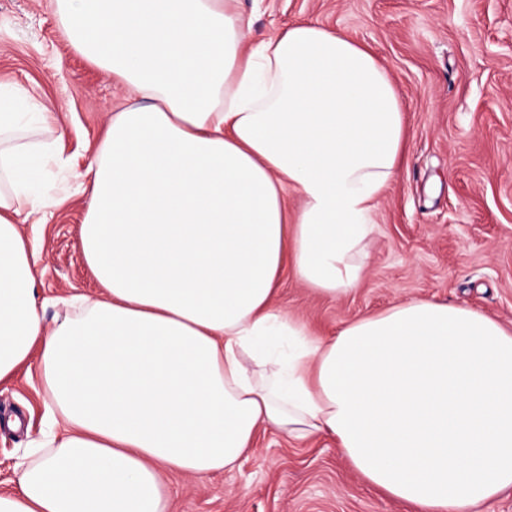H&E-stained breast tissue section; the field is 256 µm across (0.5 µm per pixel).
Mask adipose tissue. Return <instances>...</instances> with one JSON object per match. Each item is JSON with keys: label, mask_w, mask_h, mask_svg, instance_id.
Masks as SVG:
<instances>
[{"label": "adipose tissue", "mask_w": 512, "mask_h": 512, "mask_svg": "<svg viewBox=\"0 0 512 512\" xmlns=\"http://www.w3.org/2000/svg\"><path fill=\"white\" fill-rule=\"evenodd\" d=\"M53 2L128 95L85 173L80 246L105 295L49 331L21 226L74 174L45 105L0 86V381L37 360L63 424L0 512H168L162 472L233 469L262 431L334 437L413 512L512 489L511 330L426 299L318 337L275 305L287 266L319 295L361 281L406 145L378 58L316 22L245 48L238 0Z\"/></svg>", "instance_id": "adipose-tissue-1"}]
</instances>
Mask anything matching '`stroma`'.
Instances as JSON below:
<instances>
[{
    "label": "stroma",
    "instance_id": "1",
    "mask_svg": "<svg viewBox=\"0 0 512 512\" xmlns=\"http://www.w3.org/2000/svg\"><path fill=\"white\" fill-rule=\"evenodd\" d=\"M254 36L317 21L375 52L407 115L408 151L381 198L357 290L312 293L285 272L275 304L328 335L411 299L472 308L512 329V0H239ZM23 84L52 114L59 155L83 171L122 86L76 53L50 0H0V85ZM87 194L23 225L39 254L46 328L74 295L101 296L80 250ZM37 362L0 382V489L38 437ZM20 417L18 429L6 421ZM170 512H409L365 483L330 436L259 434L234 470L162 475Z\"/></svg>",
    "mask_w": 512,
    "mask_h": 512
}]
</instances>
